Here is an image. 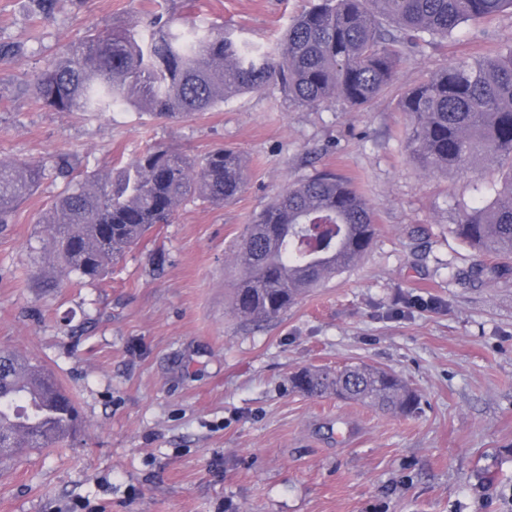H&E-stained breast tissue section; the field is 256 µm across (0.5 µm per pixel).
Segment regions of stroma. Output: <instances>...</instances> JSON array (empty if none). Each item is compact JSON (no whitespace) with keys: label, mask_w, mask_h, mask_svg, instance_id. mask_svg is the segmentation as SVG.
<instances>
[{"label":"stroma","mask_w":512,"mask_h":512,"mask_svg":"<svg viewBox=\"0 0 512 512\" xmlns=\"http://www.w3.org/2000/svg\"><path fill=\"white\" fill-rule=\"evenodd\" d=\"M314 0H0V159L45 167L0 224V348L52 368L80 415L75 437L0 462V512H512V271L454 232L460 202L497 166L433 174L408 158L401 93L449 61L512 43V14L415 50L370 108H307L279 90L180 119L122 108L60 113L23 83L90 28L157 11L274 43ZM239 150L248 180L224 205L185 201L99 281L49 287L40 219L65 182L149 149ZM329 169L376 221L361 261L271 321L231 309L238 244L289 183ZM364 363L419 396L410 416L293 389L305 368Z\"/></svg>","instance_id":"stroma-1"}]
</instances>
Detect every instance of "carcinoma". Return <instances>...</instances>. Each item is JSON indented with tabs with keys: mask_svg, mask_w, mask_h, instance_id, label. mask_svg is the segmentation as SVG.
<instances>
[{
	"mask_svg": "<svg viewBox=\"0 0 512 512\" xmlns=\"http://www.w3.org/2000/svg\"><path fill=\"white\" fill-rule=\"evenodd\" d=\"M49 18L56 0H31ZM512 0H318L286 28L280 48L239 42L221 28L200 29L156 17L145 26L89 31L26 84L56 112H108L120 102L158 119L210 112L246 91L276 88L305 107L341 99L367 109L391 87L416 48L444 42L466 24L493 17ZM413 120L410 159L433 171L468 172L484 162L503 171L494 198L461 208L456 234L471 248L512 256V44L479 60L449 63L405 90ZM44 174L0 160V223ZM247 181L242 154L214 147L202 155L148 150L104 174L70 177L47 210L55 285L71 276L99 279L189 198L234 200ZM375 236L365 197L348 179L316 170L292 183L260 213L237 252V316L268 321L302 292L343 272L349 249L362 255ZM44 367L0 350V434L21 456L59 448L77 432L70 395L40 382ZM291 385L383 412L412 415L418 396L394 373L349 364L295 373Z\"/></svg>",
	"mask_w": 512,
	"mask_h": 512,
	"instance_id": "carcinoma-1",
	"label": "carcinoma"
}]
</instances>
